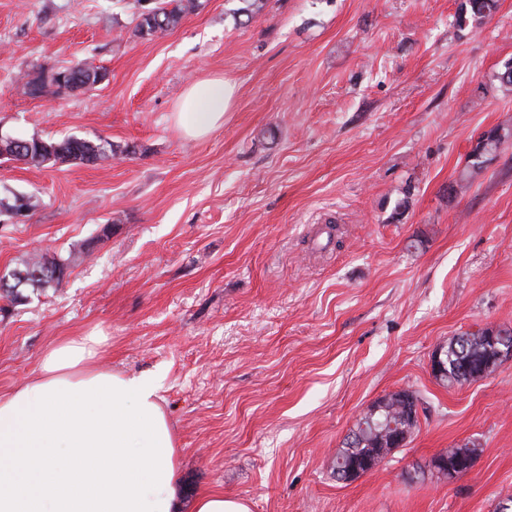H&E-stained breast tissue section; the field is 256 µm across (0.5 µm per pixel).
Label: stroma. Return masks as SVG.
<instances>
[{
	"mask_svg": "<svg viewBox=\"0 0 512 512\" xmlns=\"http://www.w3.org/2000/svg\"><path fill=\"white\" fill-rule=\"evenodd\" d=\"M199 0L163 36L141 0H0V131L104 138L103 165L0 166V270L78 253L61 285L0 316V394L67 336L103 334V367L156 378L184 502L252 512H496L512 501V361L444 387L433 349L512 328V141L482 168L479 133L512 125V0ZM89 59L94 91L33 99L27 72ZM236 101L201 139L176 127L191 83ZM110 237H102L103 225ZM418 429L376 471L336 481L357 417L400 390ZM475 443L454 483L429 474ZM190 510L191 512H251L247 500L213 493H202L197 496Z\"/></svg>",
	"mask_w": 512,
	"mask_h": 512,
	"instance_id": "obj_1",
	"label": "stroma"
}]
</instances>
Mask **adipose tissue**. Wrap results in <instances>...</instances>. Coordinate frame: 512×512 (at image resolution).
<instances>
[{
    "label": "adipose tissue",
    "mask_w": 512,
    "mask_h": 512,
    "mask_svg": "<svg viewBox=\"0 0 512 512\" xmlns=\"http://www.w3.org/2000/svg\"><path fill=\"white\" fill-rule=\"evenodd\" d=\"M236 86L192 83L180 132L209 135ZM103 336H69L0 394V512H181L179 450L156 381L102 368Z\"/></svg>",
    "instance_id": "ef3b65f1"
}]
</instances>
